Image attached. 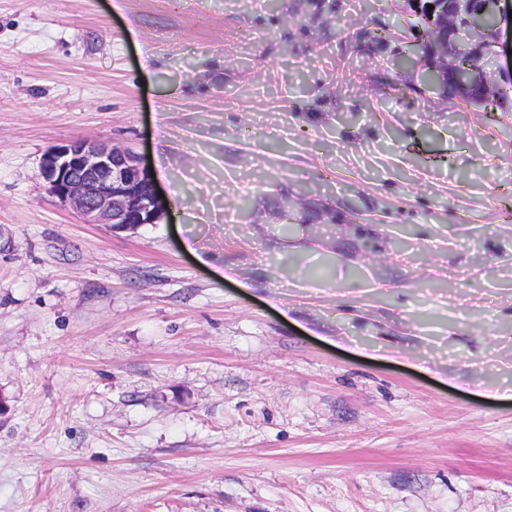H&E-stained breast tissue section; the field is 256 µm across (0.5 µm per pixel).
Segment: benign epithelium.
Masks as SVG:
<instances>
[{
    "mask_svg": "<svg viewBox=\"0 0 512 512\" xmlns=\"http://www.w3.org/2000/svg\"><path fill=\"white\" fill-rule=\"evenodd\" d=\"M408 5L424 28L420 51L430 79L441 93L451 91L467 99L477 81L478 63L488 52L493 58L507 59L498 68L495 95L509 99L512 0H468L469 15L459 23L448 12V0H408ZM430 5L434 9H428ZM488 10L496 16L497 24L484 46L474 38V30ZM40 177L86 224L132 230L156 223L163 214V201L150 171L136 155L119 147L85 140L54 145L42 158Z\"/></svg>",
    "mask_w": 512,
    "mask_h": 512,
    "instance_id": "1",
    "label": "benign epithelium"
}]
</instances>
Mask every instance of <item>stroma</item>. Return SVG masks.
<instances>
[{"instance_id": "1", "label": "stroma", "mask_w": 512, "mask_h": 512, "mask_svg": "<svg viewBox=\"0 0 512 512\" xmlns=\"http://www.w3.org/2000/svg\"><path fill=\"white\" fill-rule=\"evenodd\" d=\"M407 0H0V512H512V112ZM126 149L156 224L39 176ZM50 192L85 224L132 230L156 224L163 201L141 160L119 147L73 140L50 147L40 165Z\"/></svg>"}]
</instances>
